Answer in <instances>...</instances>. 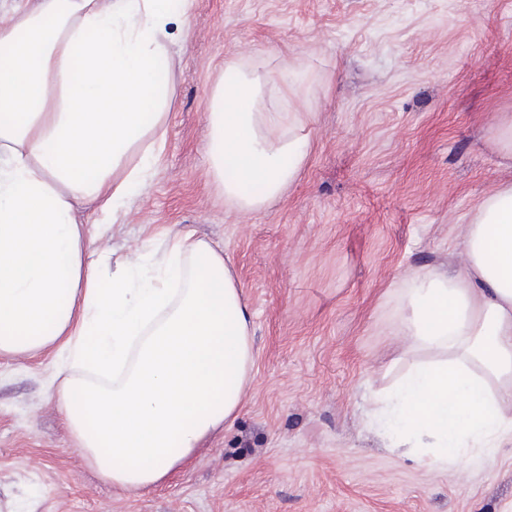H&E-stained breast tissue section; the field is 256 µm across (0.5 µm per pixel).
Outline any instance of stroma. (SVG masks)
<instances>
[{
  "label": "stroma",
  "instance_id": "35a3bbf8",
  "mask_svg": "<svg viewBox=\"0 0 512 512\" xmlns=\"http://www.w3.org/2000/svg\"><path fill=\"white\" fill-rule=\"evenodd\" d=\"M189 24H182L181 13ZM174 95L154 176L103 238L114 259L168 234L223 250L253 315L236 419L158 487L128 494L81 458L48 391L54 349L0 355V512H512V446L434 468L367 427L398 375L403 276L458 259L460 226L512 154V0H174ZM294 74L317 113L297 180L234 212L207 163L227 64Z\"/></svg>",
  "mask_w": 512,
  "mask_h": 512
}]
</instances>
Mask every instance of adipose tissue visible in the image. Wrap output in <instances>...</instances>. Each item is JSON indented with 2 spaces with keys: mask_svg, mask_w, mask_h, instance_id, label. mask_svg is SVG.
<instances>
[{
  "mask_svg": "<svg viewBox=\"0 0 512 512\" xmlns=\"http://www.w3.org/2000/svg\"><path fill=\"white\" fill-rule=\"evenodd\" d=\"M170 0H11L0 14V354L56 349L50 388L113 487L164 483L231 423L253 379L252 315L223 253L177 235L115 264L98 232L150 175L173 85ZM264 59L227 66L207 114L211 172L238 212L298 177L311 112L262 110ZM94 207L88 233L77 204ZM465 267L406 276L403 372L373 417L427 465L512 443V179L473 210Z\"/></svg>",
  "mask_w": 512,
  "mask_h": 512,
  "instance_id": "obj_1",
  "label": "adipose tissue"
}]
</instances>
